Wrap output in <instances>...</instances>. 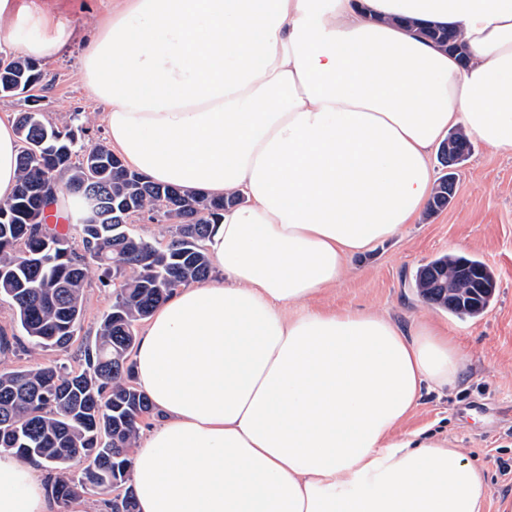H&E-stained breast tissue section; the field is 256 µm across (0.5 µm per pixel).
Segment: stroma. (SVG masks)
I'll list each match as a JSON object with an SVG mask.
<instances>
[{
  "instance_id": "stroma-1",
  "label": "stroma",
  "mask_w": 512,
  "mask_h": 512,
  "mask_svg": "<svg viewBox=\"0 0 512 512\" xmlns=\"http://www.w3.org/2000/svg\"><path fill=\"white\" fill-rule=\"evenodd\" d=\"M60 12L71 30L67 49L40 62L42 81L32 91L44 119L57 126L71 116L87 117L86 143L108 141L102 106L80 75L83 48L100 25V0H80ZM456 193L447 208L407 225L400 238L356 256L347 274L316 300L317 305L351 308L389 316L403 329L432 318L447 326L464 355L457 387L426 395L407 421L410 429L442 431L467 460L487 476L484 512H512V154L472 140L469 155L455 171ZM482 259L493 269L497 288L491 305L478 317L461 319L420 300L411 281L416 270L442 254ZM91 271L84 291L81 329L68 348H40L18 335L13 311L0 302V328L17 334L18 343L0 355V370L58 362L79 367L86 347L94 345L102 315L112 305L111 287Z\"/></svg>"
}]
</instances>
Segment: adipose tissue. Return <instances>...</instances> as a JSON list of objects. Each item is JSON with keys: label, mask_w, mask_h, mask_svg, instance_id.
I'll list each match as a JSON object with an SVG mask.
<instances>
[{"label": "adipose tissue", "mask_w": 512, "mask_h": 512, "mask_svg": "<svg viewBox=\"0 0 512 512\" xmlns=\"http://www.w3.org/2000/svg\"><path fill=\"white\" fill-rule=\"evenodd\" d=\"M59 3L0 0V34L32 25L22 54H61ZM400 17L461 31L470 65ZM80 71L130 168L244 198L205 242L223 278L174 290L137 347L160 417L133 458L140 512H484L481 466L400 430L457 383L455 338L311 301L425 209L449 128L512 152V0H122ZM17 177L0 118L1 201ZM0 512H52L10 454Z\"/></svg>", "instance_id": "ef3b65f1"}]
</instances>
